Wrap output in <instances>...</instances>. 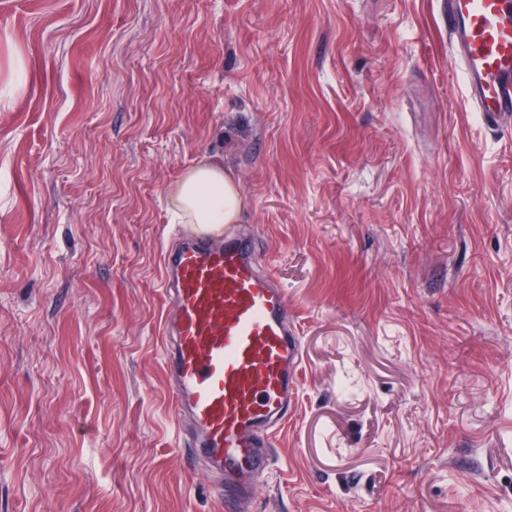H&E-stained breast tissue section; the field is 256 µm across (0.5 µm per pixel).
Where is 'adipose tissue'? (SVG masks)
<instances>
[{
  "label": "adipose tissue",
  "mask_w": 512,
  "mask_h": 512,
  "mask_svg": "<svg viewBox=\"0 0 512 512\" xmlns=\"http://www.w3.org/2000/svg\"><path fill=\"white\" fill-rule=\"evenodd\" d=\"M172 209L180 223L199 232H218L239 223L244 202L233 175L217 164L191 167L171 193Z\"/></svg>",
  "instance_id": "obj_1"
}]
</instances>
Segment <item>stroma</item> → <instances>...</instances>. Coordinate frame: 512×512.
I'll use <instances>...</instances> for the list:
<instances>
[{"mask_svg":"<svg viewBox=\"0 0 512 512\" xmlns=\"http://www.w3.org/2000/svg\"><path fill=\"white\" fill-rule=\"evenodd\" d=\"M445 0H0V512H224L158 329L233 171L297 395L255 512H512V119ZM170 202L180 224L210 233L223 224H239L244 208L233 175L209 163L191 167L173 188Z\"/></svg>","mask_w":512,"mask_h":512,"instance_id":"1","label":"stroma"}]
</instances>
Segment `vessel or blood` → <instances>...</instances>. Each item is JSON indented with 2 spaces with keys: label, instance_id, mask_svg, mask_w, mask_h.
<instances>
[{
  "label": "vessel or blood",
  "instance_id": "1",
  "mask_svg": "<svg viewBox=\"0 0 512 512\" xmlns=\"http://www.w3.org/2000/svg\"><path fill=\"white\" fill-rule=\"evenodd\" d=\"M447 20L467 105L497 128L512 115V0H448ZM163 267L174 412L190 419V455L209 466L225 512H250L297 392L286 293L259 272L254 240L236 235L184 239Z\"/></svg>",
  "mask_w": 512,
  "mask_h": 512
}]
</instances>
